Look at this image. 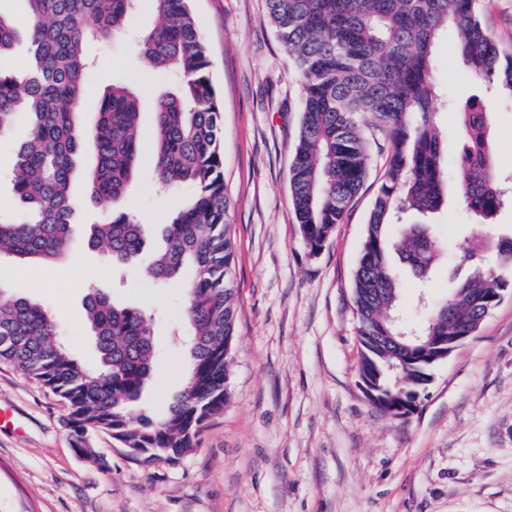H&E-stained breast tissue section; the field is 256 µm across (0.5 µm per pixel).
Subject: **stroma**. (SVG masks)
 <instances>
[{
    "instance_id": "35a3bbf8",
    "label": "stroma",
    "mask_w": 512,
    "mask_h": 512,
    "mask_svg": "<svg viewBox=\"0 0 512 512\" xmlns=\"http://www.w3.org/2000/svg\"><path fill=\"white\" fill-rule=\"evenodd\" d=\"M207 46L208 73L220 102L224 188L235 243L237 324L228 365L230 397L205 424L180 463H146L103 432L76 450L59 398L11 366L0 365V407L14 425L0 428V512H512V297L476 333L431 370L417 408L393 417L374 407L358 376L352 281L385 155L373 154L364 187L344 223L319 251L303 241L291 205L289 171L301 121V87L287 49L266 19L264 0H190ZM482 20L512 52V0H479ZM160 21L141 0L109 47L89 45L94 62L85 127L99 98L125 81L140 94V167L126 200L91 198L84 151L74 173L79 208L70 255L57 263L0 262V287L37 300L67 347L88 369L98 366L86 321L91 291L139 308L152 318L156 367L131 417L161 415L181 390L187 368L183 281L159 284L144 266L116 268L105 248L87 244L91 224L130 212L151 248L188 201L187 189L153 186L154 101L170 77L140 59L137 36ZM435 70L446 100L436 117L445 162L461 145L458 108L483 96L491 116L494 164L512 187V98L485 90L457 54L455 31L443 32ZM26 115L0 136V213L17 209L10 173ZM443 246L429 288L403 275L401 308L420 323L418 296L449 292L460 259L497 266L496 243L512 236V206L493 223H477L456 193L431 218Z\"/></svg>"
}]
</instances>
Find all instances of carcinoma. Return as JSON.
<instances>
[{
	"mask_svg": "<svg viewBox=\"0 0 512 512\" xmlns=\"http://www.w3.org/2000/svg\"><path fill=\"white\" fill-rule=\"evenodd\" d=\"M139 0H27L26 24L0 10V55L25 34L32 59L19 76L0 73V134L18 111L31 116L28 137L16 147L11 177L19 215L0 214V257L51 261L71 245L77 206L72 177L86 141L94 162L86 173L98 201L125 196L140 155V95L116 82L101 99L95 125L85 129L86 48L110 44ZM162 22L138 42L141 58L177 78V90L154 106V173L166 187L191 190L188 205L166 225L163 252L148 268L164 283L187 269L184 315L191 328L190 368L183 390L159 418L130 417L152 377L153 332L137 308L92 292L85 309L101 369L71 355L54 319L40 303L0 289V363L13 366L58 396L73 437L101 431L138 456L176 464L195 447L205 423L229 395L224 348L235 336L234 245L224 191L221 115L208 75L206 47L189 0H153ZM266 15L292 56L302 90V120L290 168L296 223L309 247L324 244L344 222L361 192L370 145L360 117L372 115L388 144L386 169L368 214L353 298L361 366L392 404L413 405L428 369L438 363L428 337L474 333L484 320L479 303L512 288V278L480 265L441 302L426 307L418 338L392 322L400 301L395 254L422 282L430 279L439 246L427 223L401 224L403 214L427 216L448 197L442 141L434 117L440 101L434 50L440 34L457 33L470 75L512 96V54L487 32L475 0H265ZM457 190L483 224L504 204L489 117L482 99L461 112ZM89 244L112 259L133 262L146 241L128 213L96 224Z\"/></svg>",
	"mask_w": 512,
	"mask_h": 512,
	"instance_id": "cac0c4a2",
	"label": "carcinoma"
}]
</instances>
